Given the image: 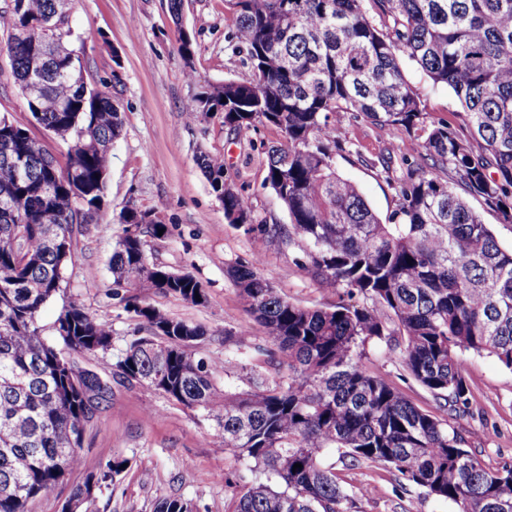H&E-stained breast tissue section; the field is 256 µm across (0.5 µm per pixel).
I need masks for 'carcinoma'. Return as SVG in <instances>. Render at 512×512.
I'll return each mask as SVG.
<instances>
[{"label": "carcinoma", "instance_id": "obj_1", "mask_svg": "<svg viewBox=\"0 0 512 512\" xmlns=\"http://www.w3.org/2000/svg\"><path fill=\"white\" fill-rule=\"evenodd\" d=\"M235 0L234 47L251 71L200 91L188 118L224 114L236 135L274 127L282 141L261 143L264 185L287 224H254L248 200L225 184L224 159L197 162L224 215L263 236L268 247H298L301 266L336 296L310 308L277 293L260 260L228 274L245 311L266 330L241 329L224 348L247 370V388L217 386L224 366L196 358L206 330L170 317L147 298L171 294L207 301L190 273L149 261L143 236L165 225L125 208L110 259L113 283L138 291L132 311L147 334L131 338L105 378L142 386L216 421L222 443L248 481L225 512H346L350 495L326 462L337 450L355 464L398 473L458 512H512V465L487 468L448 422L415 406L363 365L369 342L399 351L404 370L441 409L470 404L463 355L487 354L512 370V248L498 243L468 198L512 223V0ZM75 0H11L0 11L10 70L0 82L40 87L25 100L45 130L72 142L65 160L30 131L0 117V512H28L81 464L78 449L111 393L84 399L74 382L79 358L107 353L112 327L69 302L41 322L62 292L73 243L102 207L119 103L107 83L93 89L68 47ZM414 60L457 99L468 136L430 120L406 82L400 56ZM347 118L402 128L420 159L401 158L396 208L381 220L356 183L336 170ZM301 464L293 469L295 464ZM154 512H196L161 496Z\"/></svg>", "mask_w": 512, "mask_h": 512}]
</instances>
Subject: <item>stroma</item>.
Instances as JSON below:
<instances>
[{"label": "stroma", "instance_id": "stroma-1", "mask_svg": "<svg viewBox=\"0 0 512 512\" xmlns=\"http://www.w3.org/2000/svg\"><path fill=\"white\" fill-rule=\"evenodd\" d=\"M234 0H182L180 17H173L169 0H78L70 18L71 45L83 50L89 86L118 78L117 100L123 131L112 148V166L105 202L83 235L78 236L72 262L63 276L65 290L48 302L43 324H51L64 303L73 301L112 327L109 361L131 337L144 335L142 320L128 309L135 291L113 283L109 260L121 233L119 215L127 206L151 212L165 224L164 236H145L151 262L174 272H188L205 286L207 301L196 306L173 295L156 294L153 306L167 315L204 326L208 335L196 356L223 364L222 388L246 386V372L225 360L224 336L247 327L251 338L265 330L244 310L228 266L260 260L261 271L290 302L326 308L336 297L325 292L296 261L298 248L270 250L264 239L228 223L224 205L211 192L196 163L199 152L222 155L224 177L247 198L258 223L284 224L288 215L266 188L265 159L260 142H276V129L263 128L250 136L229 132L222 113L207 122L188 119L195 95L208 85L248 77L244 56L228 40ZM193 43L191 64L178 52V33ZM404 76L422 105L436 121L460 127V107L447 88L433 85L410 58L400 61ZM193 77H186V69ZM28 128L58 154L67 143L31 117L17 86L0 84V116ZM346 150L336 156V168L354 181L379 218H387L397 203L401 158L416 159L417 144L404 129L381 128L370 122L346 120L337 127ZM365 367L405 392L419 408L436 411L429 391L407 377L398 353L385 344L366 347ZM471 389L468 412L448 414L449 425L462 436L465 448L484 465L512 464V370L495 358L466 354ZM213 421L200 409H188L146 387L113 385L112 398L79 450L80 467L49 494L29 505L30 512H61L72 489L89 473L105 470L109 461L127 460L112 485L96 493L90 512H153L159 496L192 500L199 512H224L234 485L225 476L234 467L232 456L214 447ZM351 496L349 512H457L450 502L428 497L414 487L399 493L394 470L370 463L349 465L330 455ZM373 492L363 497L362 486Z\"/></svg>", "mask_w": 512, "mask_h": 512}]
</instances>
